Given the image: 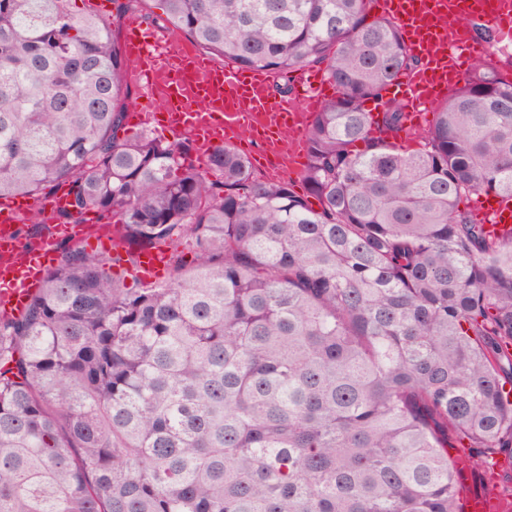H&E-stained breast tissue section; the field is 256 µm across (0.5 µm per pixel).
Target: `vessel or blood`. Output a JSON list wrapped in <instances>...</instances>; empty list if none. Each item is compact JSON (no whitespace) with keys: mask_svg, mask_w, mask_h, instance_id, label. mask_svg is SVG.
Segmentation results:
<instances>
[{"mask_svg":"<svg viewBox=\"0 0 512 512\" xmlns=\"http://www.w3.org/2000/svg\"><path fill=\"white\" fill-rule=\"evenodd\" d=\"M376 5L381 15L398 22L407 47L421 62L396 87L412 129L464 78L477 55L476 40L463 36L457 18L479 16L501 33L512 32V0H495L488 10L474 9L470 0H376ZM124 52L131 74L156 88L168 129L191 134L200 157L237 140L245 128L255 130L263 143L275 147L284 141L297 151L306 134L303 113L319 111L327 99L316 75L304 77L296 100L279 99L270 93L266 71L212 66L134 23L127 28ZM25 209L24 198L0 200V312L23 309L53 260L56 237L24 249L17 224ZM473 212L494 233L512 230V208L496 197L478 196Z\"/></svg>","mask_w":512,"mask_h":512,"instance_id":"1","label":"vessel or blood"}]
</instances>
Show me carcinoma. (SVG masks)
I'll use <instances>...</instances> for the list:
<instances>
[{
	"label": "carcinoma",
	"mask_w": 512,
	"mask_h": 512,
	"mask_svg": "<svg viewBox=\"0 0 512 512\" xmlns=\"http://www.w3.org/2000/svg\"><path fill=\"white\" fill-rule=\"evenodd\" d=\"M133 2L0 0V198L169 252L129 287L61 244L0 314V512H462L448 432L512 457V232L459 208L512 202V80L477 61L411 149L386 94L419 60L368 0H158L237 68L323 66L298 195L118 136Z\"/></svg>",
	"instance_id": "1"
}]
</instances>
